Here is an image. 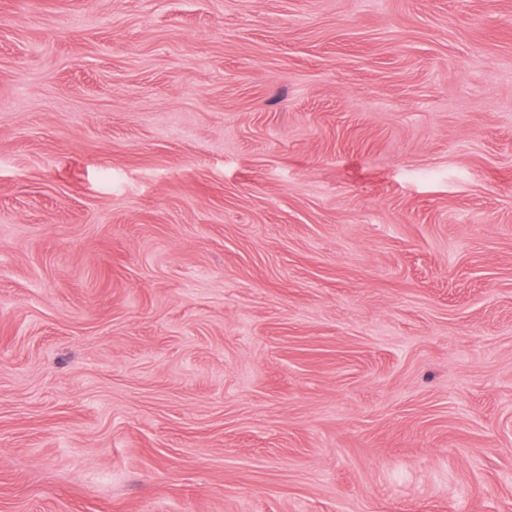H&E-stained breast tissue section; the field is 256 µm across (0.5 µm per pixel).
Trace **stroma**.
<instances>
[{"label": "stroma", "instance_id": "35a3bbf8", "mask_svg": "<svg viewBox=\"0 0 512 512\" xmlns=\"http://www.w3.org/2000/svg\"><path fill=\"white\" fill-rule=\"evenodd\" d=\"M0 512H512V0H0Z\"/></svg>", "mask_w": 512, "mask_h": 512}]
</instances>
